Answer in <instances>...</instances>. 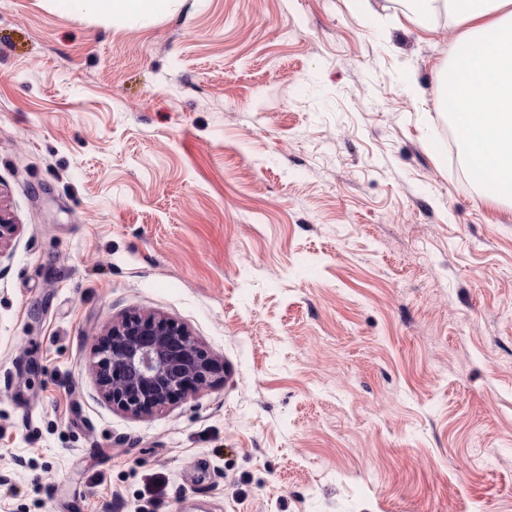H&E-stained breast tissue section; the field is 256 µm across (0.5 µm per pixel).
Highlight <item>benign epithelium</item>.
I'll use <instances>...</instances> for the list:
<instances>
[{
	"label": "benign epithelium",
	"instance_id": "1",
	"mask_svg": "<svg viewBox=\"0 0 512 512\" xmlns=\"http://www.w3.org/2000/svg\"><path fill=\"white\" fill-rule=\"evenodd\" d=\"M92 355L104 396L133 416L150 414L220 379L213 358L183 324L154 314L112 325Z\"/></svg>",
	"mask_w": 512,
	"mask_h": 512
}]
</instances>
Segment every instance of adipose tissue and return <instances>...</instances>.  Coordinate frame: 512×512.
<instances>
[{"instance_id": "obj_1", "label": "adipose tissue", "mask_w": 512, "mask_h": 512, "mask_svg": "<svg viewBox=\"0 0 512 512\" xmlns=\"http://www.w3.org/2000/svg\"><path fill=\"white\" fill-rule=\"evenodd\" d=\"M57 8L124 20L170 14L175 0H54ZM407 16L430 28L440 12L463 31L445 85L455 101V133L462 161L473 169L489 201L512 199V0H405Z\"/></svg>"}]
</instances>
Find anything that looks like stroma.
<instances>
[{"mask_svg": "<svg viewBox=\"0 0 512 512\" xmlns=\"http://www.w3.org/2000/svg\"><path fill=\"white\" fill-rule=\"evenodd\" d=\"M461 32L0 0V512H512V207L439 160ZM135 312L224 380L113 407L91 353ZM53 2L58 9L70 14L145 20L170 14L175 0H54Z\"/></svg>", "mask_w": 512, "mask_h": 512, "instance_id": "stroma-1", "label": "stroma"}]
</instances>
